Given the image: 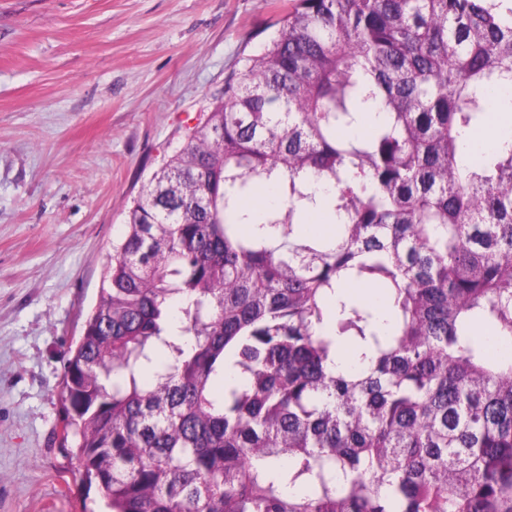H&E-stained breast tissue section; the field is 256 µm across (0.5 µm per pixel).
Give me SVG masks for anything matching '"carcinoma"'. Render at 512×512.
<instances>
[{"instance_id": "obj_1", "label": "carcinoma", "mask_w": 512, "mask_h": 512, "mask_svg": "<svg viewBox=\"0 0 512 512\" xmlns=\"http://www.w3.org/2000/svg\"><path fill=\"white\" fill-rule=\"evenodd\" d=\"M505 84L512 0H296L134 199L64 363L104 512H512L478 334L512 345V137L466 162Z\"/></svg>"}]
</instances>
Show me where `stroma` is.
I'll return each mask as SVG.
<instances>
[{"mask_svg": "<svg viewBox=\"0 0 512 512\" xmlns=\"http://www.w3.org/2000/svg\"><path fill=\"white\" fill-rule=\"evenodd\" d=\"M292 5L0 0V512H97L65 354L143 183Z\"/></svg>", "mask_w": 512, "mask_h": 512, "instance_id": "35a3bbf8", "label": "stroma"}]
</instances>
